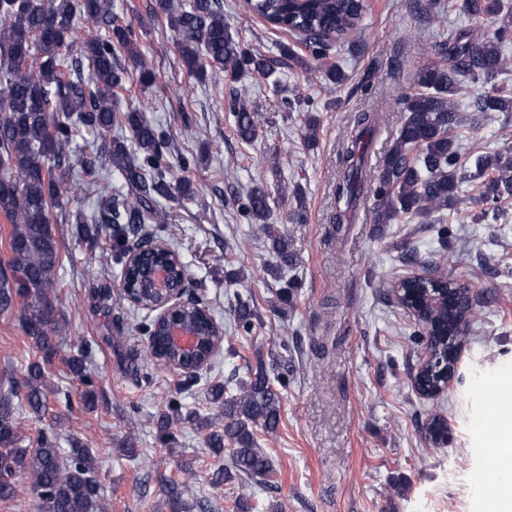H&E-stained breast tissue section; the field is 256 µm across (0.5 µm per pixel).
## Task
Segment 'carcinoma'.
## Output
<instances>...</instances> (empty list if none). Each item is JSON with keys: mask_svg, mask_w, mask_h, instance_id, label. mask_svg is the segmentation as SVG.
<instances>
[{"mask_svg": "<svg viewBox=\"0 0 512 512\" xmlns=\"http://www.w3.org/2000/svg\"><path fill=\"white\" fill-rule=\"evenodd\" d=\"M471 19L504 15L509 21L491 36L471 28L448 30L447 37L430 45L416 43L423 54L436 50L439 60L418 69L413 89L401 97L404 120L393 136L375 174L366 172L372 144L380 131V113L368 110L353 116L341 162V179L336 183V223L354 218L360 202L371 195L377 202L373 223L394 224L433 217L441 239L452 234L439 216L459 201V184L467 177L465 148L452 131L464 126L468 117L458 111L455 97L469 82L485 85L472 101L474 111L512 112V89L498 83L506 71L503 46L512 43V4L508 0H464ZM246 9L273 28L311 34L309 50L316 59L326 57L330 43L343 40L361 23L366 0H314L302 11L297 0H245ZM150 16L166 21L188 73L199 80L224 74L233 79L252 70L265 79L276 72V60L254 53L233 37L224 23L222 0H155ZM88 28L86 35L77 23ZM91 68L89 81L81 77L78 57ZM137 70V82L149 87L157 82L136 49L131 24L112 16V0H0V214L9 227L8 271L0 272V312L20 308L21 327L39 353L28 364L22 380L11 382L0 393V500H11L28 492L36 512H95L98 502L99 469L92 449L71 442L67 453L57 446L53 432L37 436L24 434L20 410L41 418L47 410V369L56 358L62 327L56 311V274L59 240L53 228V210L63 207L70 192L67 149L80 127L103 134L117 119V90L123 88L128 70L122 58ZM238 139L251 143L259 136V121L245 101L233 104ZM132 140L115 138L105 142L82 161L86 173L101 169L118 174L127 187L112 196L91 219L79 217L78 224H108L112 238L121 242L133 224H165L168 213L158 207L157 197L175 189L182 197L193 195L191 180H167L164 155L168 143L147 123L141 110L122 115ZM482 178L480 201L493 204L512 196V152L484 155L476 160ZM242 213L258 224V231L271 243L281 260L288 259L290 244L270 217L269 194L255 185L241 204ZM452 277L439 271L429 285L403 282L418 300L450 285ZM179 316L203 334L212 332V315L189 306ZM257 312L247 301H239L237 319L244 330L252 327ZM477 310L467 303L455 309L445 305L419 307L413 315L415 328L410 340H424L427 325L438 336L431 342L433 361L427 380L432 386L445 383L448 367L445 335L453 336L459 324L470 326ZM69 372L83 385L80 399L88 409L97 395L85 373L81 353L68 357ZM211 403L216 405V422L204 443L214 454L232 456L237 475L267 483L273 473L270 458L258 444L257 434L276 433L281 412L280 392L266 368L239 381L233 394L225 395L219 383L210 386ZM193 413L182 414V406L167 400L157 428L164 437L173 424ZM27 476V485L17 481ZM183 482H172L166 501L170 512H183Z\"/></svg>", "mask_w": 512, "mask_h": 512, "instance_id": "1", "label": "carcinoma"}]
</instances>
